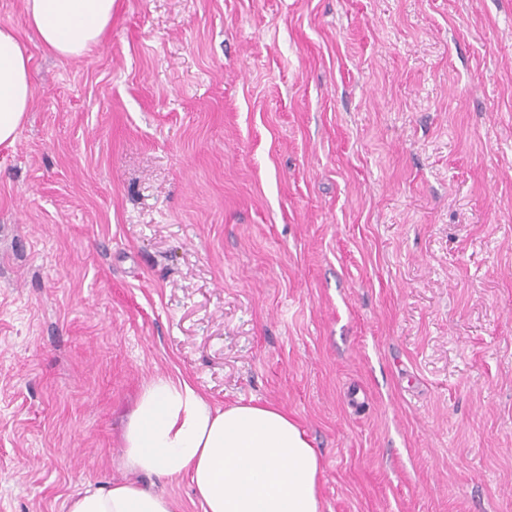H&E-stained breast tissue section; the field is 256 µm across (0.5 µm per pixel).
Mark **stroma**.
<instances>
[{"label": "stroma", "mask_w": 512, "mask_h": 512, "mask_svg": "<svg viewBox=\"0 0 512 512\" xmlns=\"http://www.w3.org/2000/svg\"><path fill=\"white\" fill-rule=\"evenodd\" d=\"M0 512L133 481L143 386L272 403L322 512H512V0H116L84 56L0 0ZM33 98L30 57L14 31L0 27V145H13Z\"/></svg>", "instance_id": "35a3bbf8"}]
</instances>
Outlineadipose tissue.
Returning a JSON list of instances; mask_svg holds the SVG:
<instances>
[{
  "label": "adipose tissue",
  "instance_id": "1",
  "mask_svg": "<svg viewBox=\"0 0 512 512\" xmlns=\"http://www.w3.org/2000/svg\"><path fill=\"white\" fill-rule=\"evenodd\" d=\"M115 0H24L49 51L83 56L112 24ZM33 98L30 58L0 27V145H13ZM124 465L163 478L189 476L202 512H320L319 458L295 419L257 401L212 405L191 377L146 384L123 433ZM170 496L136 483L87 489L68 512H178Z\"/></svg>",
  "mask_w": 512,
  "mask_h": 512
}]
</instances>
